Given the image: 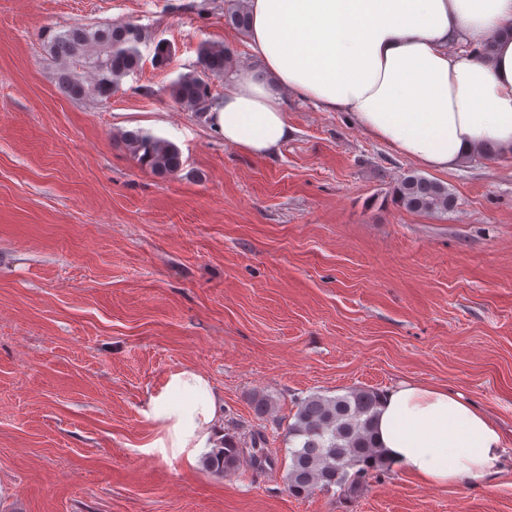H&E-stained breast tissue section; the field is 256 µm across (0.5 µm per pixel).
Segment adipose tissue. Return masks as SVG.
I'll return each mask as SVG.
<instances>
[{
  "label": "adipose tissue",
  "instance_id": "adipose-tissue-1",
  "mask_svg": "<svg viewBox=\"0 0 512 512\" xmlns=\"http://www.w3.org/2000/svg\"><path fill=\"white\" fill-rule=\"evenodd\" d=\"M259 69L239 68L209 119L253 156L293 133L283 96L346 112L421 167L448 171L494 145L512 156V0H247ZM489 58L479 59L484 44ZM222 401L203 374L171 373L144 412L155 447L195 461L224 445ZM383 456L445 487L501 471L488 416L441 386L387 390L375 424Z\"/></svg>",
  "mask_w": 512,
  "mask_h": 512
}]
</instances>
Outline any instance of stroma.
Segmentation results:
<instances>
[{
    "label": "stroma",
    "instance_id": "obj_1",
    "mask_svg": "<svg viewBox=\"0 0 512 512\" xmlns=\"http://www.w3.org/2000/svg\"><path fill=\"white\" fill-rule=\"evenodd\" d=\"M237 2L0 0V512H512V157L432 172L457 198L440 216L391 200L417 163L294 94L278 151L226 145L166 88L205 41L254 65ZM106 22L170 43V65L147 47L109 100L65 97L46 28ZM136 129L179 147L175 175L129 154ZM188 368L242 447L264 430L268 466L221 477L154 447L146 404ZM402 381L484 411L502 473L290 494L297 402Z\"/></svg>",
    "mask_w": 512,
    "mask_h": 512
}]
</instances>
